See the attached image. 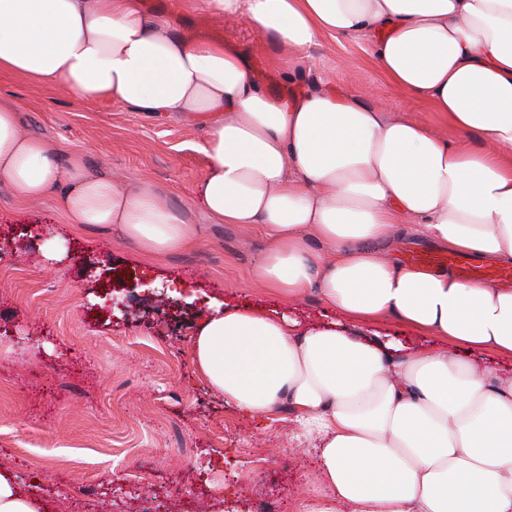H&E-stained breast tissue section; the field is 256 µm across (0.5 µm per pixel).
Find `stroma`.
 Listing matches in <instances>:
<instances>
[{"instance_id":"stroma-1","label":"stroma","mask_w":512,"mask_h":512,"mask_svg":"<svg viewBox=\"0 0 512 512\" xmlns=\"http://www.w3.org/2000/svg\"><path fill=\"white\" fill-rule=\"evenodd\" d=\"M141 3L249 52L276 93L330 81L393 116L433 120L380 77L367 45L323 37L296 64L194 0ZM0 103L61 156L152 182L201 228L189 249L144 255L118 230L65 223L52 200L24 205L0 186V465L36 483L50 512H183L187 501L193 512H298L314 458L290 447L287 424L257 426L210 391L191 341L214 300L313 322L334 313L316 291L284 299L257 284L264 240L193 206L204 131L3 72ZM48 242L61 259L44 257Z\"/></svg>"}]
</instances>
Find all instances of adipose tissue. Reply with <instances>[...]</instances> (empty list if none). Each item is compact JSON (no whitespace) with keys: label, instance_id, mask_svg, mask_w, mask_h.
<instances>
[{"label":"adipose tissue","instance_id":"ef3b65f1","mask_svg":"<svg viewBox=\"0 0 512 512\" xmlns=\"http://www.w3.org/2000/svg\"><path fill=\"white\" fill-rule=\"evenodd\" d=\"M301 60L320 36L365 41L381 76L433 112L392 117L329 84L282 96L250 57L139 0H0V72L61 84L206 130L196 207L258 231L253 269L287 298L316 290L336 320L305 327L259 308H212L192 342L207 386L244 416L277 422L312 449L318 488L299 512H512V372L452 347L512 358V287L467 284L388 253L418 234L512 264V0H200ZM492 143L465 149L445 128ZM66 223L119 227L145 254L192 246L197 227L147 180L91 170L0 105V183ZM324 245L316 251L311 238ZM395 318L436 339L406 351L361 335ZM0 512H50L0 467Z\"/></svg>","mask_w":512,"mask_h":512}]
</instances>
